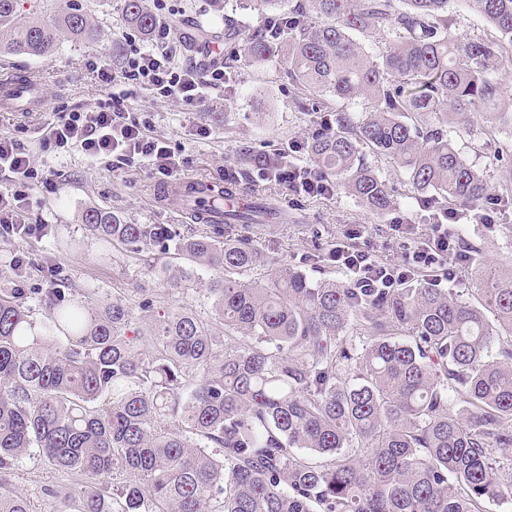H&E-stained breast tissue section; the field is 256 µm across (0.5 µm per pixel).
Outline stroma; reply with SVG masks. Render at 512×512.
I'll return each mask as SVG.
<instances>
[{
    "label": "stroma",
    "mask_w": 512,
    "mask_h": 512,
    "mask_svg": "<svg viewBox=\"0 0 512 512\" xmlns=\"http://www.w3.org/2000/svg\"><path fill=\"white\" fill-rule=\"evenodd\" d=\"M144 5L151 13L171 16L185 58L197 45L223 44L225 16H233L247 28L261 21L256 10L245 8L244 0H144ZM120 6V0H18L21 19L47 23L72 8H82L102 37L89 43L64 36L47 55L29 58L5 51L6 39L0 36V78L34 77L43 101L36 112L0 109V133L26 124L25 138L34 149L53 112L75 106L93 109L109 98V90L100 85L86 61L100 51L112 64H119L129 43L138 38V31L123 21ZM128 105L148 121L150 134L167 137L182 153L186 180L220 182L228 173L245 171L242 154L248 149H286L298 143L301 158L309 156L304 146L314 129L312 118L294 110L288 80L272 66H239L223 94L194 112L154 98L146 90ZM448 137L491 185L501 182L506 171L499 159L512 155V124L496 123L481 111L474 113L470 126H449ZM36 165L51 174L52 184L33 187L29 209L32 216L46 220L47 231L38 238L0 246V288L16 285L11 265L16 255L36 264H60L72 284L87 289L93 301L111 296L116 288L155 287L157 278L145 261L157 254V244L148 243L136 256L85 237L81 216L90 207L111 212L124 224H166L185 236L198 229L188 219L182 200L163 194V180L148 169L117 176L111 164L79 153L40 155ZM251 187L256 196L275 201L288 214L287 221L266 227L258 241L260 248L277 262L300 266L312 277L340 276V269L328 259L338 246L353 244L371 251L379 261L399 265L413 245L412 240L391 235L389 217L375 215L342 193L297 195L267 179L255 180ZM460 222L470 235L484 240L490 264L512 262V238L497 231L498 225L512 224V205L495 214L490 224L473 223L468 212L461 213ZM359 224L366 227L363 237L351 239V230ZM59 480L53 469L32 460L24 461L10 477L11 484L39 508L44 505L43 486Z\"/></svg>",
    "instance_id": "stroma-1"
}]
</instances>
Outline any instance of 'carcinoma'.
I'll use <instances>...</instances> for the list:
<instances>
[{"mask_svg": "<svg viewBox=\"0 0 512 512\" xmlns=\"http://www.w3.org/2000/svg\"><path fill=\"white\" fill-rule=\"evenodd\" d=\"M458 2L490 37L452 34L449 0H251L265 22L243 31L224 16V68L282 62L298 112H319L322 95L368 102L320 118L308 151L317 177L370 210L396 192L370 154L402 169L426 210L491 207L512 199V180L494 190L447 126L495 108L512 82V0ZM17 6L0 0L12 54L43 56L62 31L100 39L82 9L47 24L17 21ZM121 15L144 33L154 23L143 0H121ZM244 193L235 175L187 190L224 209L204 234L81 217L94 238L135 255L153 240L212 273L210 320L155 312L192 282L170 264L164 287L95 305L52 274L45 288L0 289V512H37L7 480L23 458L71 478L44 486V512H487L512 499V267L474 265L480 247L460 225L475 297L432 282L368 295L224 234L278 219ZM254 270L266 274L242 280ZM136 307L150 324L133 326Z\"/></svg>", "mask_w": 512, "mask_h": 512, "instance_id": "carcinoma-1", "label": "carcinoma"}]
</instances>
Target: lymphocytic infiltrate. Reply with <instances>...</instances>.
<instances>
[{"label": "lymphocytic infiltrate", "instance_id": "lymphocytic-infiltrate-1", "mask_svg": "<svg viewBox=\"0 0 512 512\" xmlns=\"http://www.w3.org/2000/svg\"><path fill=\"white\" fill-rule=\"evenodd\" d=\"M174 35L171 19L159 14L148 38L143 44L132 45L119 66L91 56L88 66L101 83L112 88L111 98L92 110L64 109L54 113L40 142L42 153L74 152L92 160L108 159L116 174L146 166L164 178L178 177L184 167L179 152L166 138L147 134L143 120L126 105L135 88L143 87L158 97L177 100L185 110L192 111L223 90V58L202 49L193 61L176 64ZM50 183L48 175L35 166L26 142L17 134L1 133V241L9 240L13 229L33 228L34 221L27 209L29 192L33 186ZM329 258L371 294L385 291L431 267L452 273L461 264L455 239L444 218L431 224L427 237L416 239L403 265H386L368 252L345 247L330 252Z\"/></svg>", "mask_w": 512, "mask_h": 512}]
</instances>
